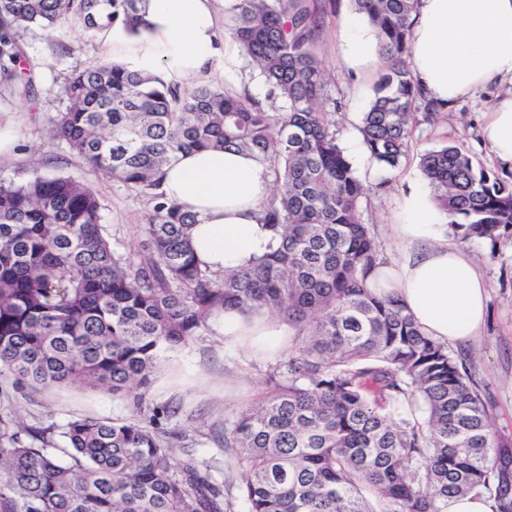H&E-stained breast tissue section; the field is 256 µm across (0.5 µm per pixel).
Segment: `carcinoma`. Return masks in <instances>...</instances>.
Returning a JSON list of instances; mask_svg holds the SVG:
<instances>
[{
  "label": "carcinoma",
  "mask_w": 512,
  "mask_h": 512,
  "mask_svg": "<svg viewBox=\"0 0 512 512\" xmlns=\"http://www.w3.org/2000/svg\"><path fill=\"white\" fill-rule=\"evenodd\" d=\"M145 2L0 0V87L33 95L26 32L74 21L90 36L136 34ZM351 2L377 32L381 63L358 131L392 170L416 114L438 115L408 63L418 0ZM321 27L307 0H240L230 33L268 86L265 103L112 61L71 74L53 135L149 198L138 250L112 246L91 188L64 176L0 181V377L16 388L79 383L131 409L39 428L1 411L0 512H447L468 494L512 512V438L464 361L367 287L382 254L362 221L374 187L339 144L341 102L325 106ZM206 148L247 152L274 175L263 221L278 248L222 275L196 260L197 216L159 192L163 167ZM420 166L461 240L512 238V181L454 145ZM225 309L280 318L291 343L266 398L224 421L219 461L198 454L202 426L168 429L169 408L146 393Z\"/></svg>",
  "instance_id": "carcinoma-1"
}]
</instances>
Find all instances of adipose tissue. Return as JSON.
<instances>
[{
	"label": "adipose tissue",
	"instance_id": "obj_1",
	"mask_svg": "<svg viewBox=\"0 0 512 512\" xmlns=\"http://www.w3.org/2000/svg\"><path fill=\"white\" fill-rule=\"evenodd\" d=\"M239 0H148L145 25L132 37L110 30L112 58L170 81L202 74L215 57L234 80L240 55L232 38H219V11L234 13ZM375 31L351 16L341 40L350 68L374 61ZM410 65L425 97L442 107L488 87L501 93L484 115L481 139L494 158L512 167V0H418L409 33ZM169 201L196 214L191 245L201 268L220 273L250 265L275 250L278 240L260 219L273 190L267 165L236 150L180 154L163 170ZM395 238L404 250L395 265H380L368 278L379 294L399 299L422 332L446 343L477 336L487 308V282L465 249L448 236V216L426 186L411 187L398 201ZM225 346L251 354L280 350L288 327L262 316L245 322L226 311L210 320Z\"/></svg>",
	"mask_w": 512,
	"mask_h": 512
}]
</instances>
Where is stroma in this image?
Wrapping results in <instances>:
<instances>
[{
	"mask_svg": "<svg viewBox=\"0 0 512 512\" xmlns=\"http://www.w3.org/2000/svg\"><path fill=\"white\" fill-rule=\"evenodd\" d=\"M325 17L316 53L328 73L327 99H340L343 108L336 115L338 138L349 153L356 174L371 184L374 193L362 211L364 223L373 225L383 245L384 262H395L399 247L388 234V226L398 199L409 187L423 183L420 158L444 144L469 150L488 168L503 178L512 171L502 168L481 140L484 112L494 102L489 92H481L443 112L435 127H420L411 142L408 156L394 170L379 169L366 155L352 153L357 127L373 96L379 68L348 69L339 56L343 23L352 13L349 0H310ZM26 66L33 74L35 94L30 100L0 96V129L9 132L16 146L0 157V180L18 174L37 172L65 176L84 183L98 195L101 222L115 246L137 248L139 226L151 204L138 190L91 170L66 143L49 136V130L63 107L62 91L71 71L111 56L112 44L85 34L76 26L36 31L27 38ZM466 251L478 263L488 285V313L478 336L453 345V353L472 365V374L488 399L496 426L512 438V239L490 248L483 242L466 244ZM275 361L253 356L244 350H228L220 336L199 339L176 361L164 365L155 377L150 398L157 405L178 407L179 413L167 423L181 428L186 417H193L204 430L222 429L227 418L241 408L258 404L266 395L265 378ZM14 412L25 423L40 427L49 422L63 423L74 414L104 418L128 415L129 409L113 401L111 394L92 391L78 384L43 391L10 389L0 399V408Z\"/></svg>",
	"mask_w": 512,
	"mask_h": 512,
	"instance_id": "35a3bbf8",
	"label": "stroma"
}]
</instances>
